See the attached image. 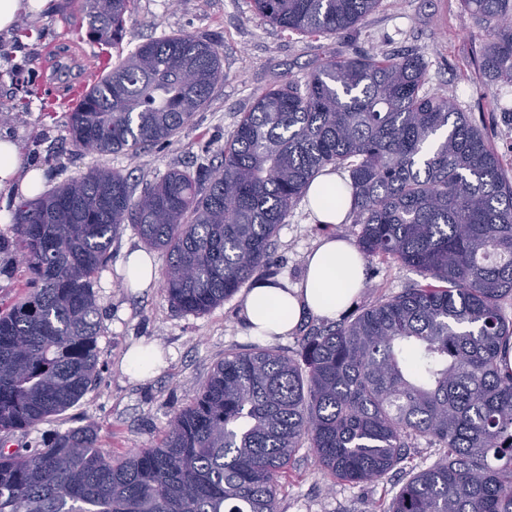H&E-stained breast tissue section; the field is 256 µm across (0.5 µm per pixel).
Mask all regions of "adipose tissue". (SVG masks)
<instances>
[{
	"instance_id": "obj_1",
	"label": "adipose tissue",
	"mask_w": 512,
	"mask_h": 512,
	"mask_svg": "<svg viewBox=\"0 0 512 512\" xmlns=\"http://www.w3.org/2000/svg\"><path fill=\"white\" fill-rule=\"evenodd\" d=\"M45 175L24 169L15 143L0 138V193L36 196ZM351 189L336 173L319 175L310 184L306 205L314 223H345ZM365 285V264L358 249L333 235L322 238L305 258V272L294 284L283 278L256 281L243 295L241 316L250 335L272 338L288 335L305 314L332 319L346 309Z\"/></svg>"
}]
</instances>
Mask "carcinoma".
<instances>
[{
  "mask_svg": "<svg viewBox=\"0 0 512 512\" xmlns=\"http://www.w3.org/2000/svg\"><path fill=\"white\" fill-rule=\"evenodd\" d=\"M269 24L336 35L381 0H253ZM131 0H82L95 42L123 40ZM486 40L472 63L512 84V0H461ZM194 83L185 81L187 71ZM414 54L329 58L273 80L243 113L211 171L173 169L140 192L90 169L16 207L12 236L28 292L0 312V512H277L297 449L352 484L395 471L383 512H512V179L482 126L425 88ZM218 47L189 35L119 55L68 113L72 145L124 153L172 141L223 80ZM348 172L364 259L424 283L310 329L294 355L227 352L159 445L114 458L89 424L42 448H10L73 406L98 375L95 276L133 227L167 254L170 304L203 314L267 267L279 225L310 182ZM439 450L410 464L419 440Z\"/></svg>",
  "mask_w": 512,
  "mask_h": 512,
  "instance_id": "1",
  "label": "carcinoma"
}]
</instances>
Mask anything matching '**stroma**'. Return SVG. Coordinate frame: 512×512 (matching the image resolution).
I'll return each mask as SVG.
<instances>
[{
    "mask_svg": "<svg viewBox=\"0 0 512 512\" xmlns=\"http://www.w3.org/2000/svg\"><path fill=\"white\" fill-rule=\"evenodd\" d=\"M39 19L33 29L30 16H21L11 34L0 33V108L12 114L0 124V134L13 136L25 163L44 169L49 190L100 164L129 175L134 185L172 169L217 168L241 114L272 80L297 79L328 57L371 50L421 56L428 64V89L453 95L463 111L484 123L512 176V84L489 87L475 73L471 50L486 32L462 20L460 0H383L355 30L335 37L305 36L267 24L256 16L252 0H134L116 48L89 39L79 0H59L56 11ZM171 34L218 46L224 79L209 102L170 144L149 148L138 159L77 150L69 140L67 113L53 100L64 90L54 68L56 51L68 49L83 66L97 56L114 57ZM330 232L353 242L358 229L351 223L331 230L315 224L305 203H298L273 239L268 272L300 281L306 255ZM143 246L136 231L125 228L94 286L101 318L95 383L65 412L15 433L14 446L39 448L56 434L92 424L101 447L112 455L154 447L225 352L257 345L239 313L241 294L194 315L173 308L161 288L124 287V257ZM366 275L354 306L399 294L421 280L400 262L378 258L367 261ZM140 341L159 347L166 365L154 377L135 380L124 369V356ZM281 484L278 512H379L399 488L393 474L360 485L338 480L321 469L306 447L296 451Z\"/></svg>",
    "mask_w": 512,
    "mask_h": 512,
    "instance_id": "1",
    "label": "stroma"
}]
</instances>
